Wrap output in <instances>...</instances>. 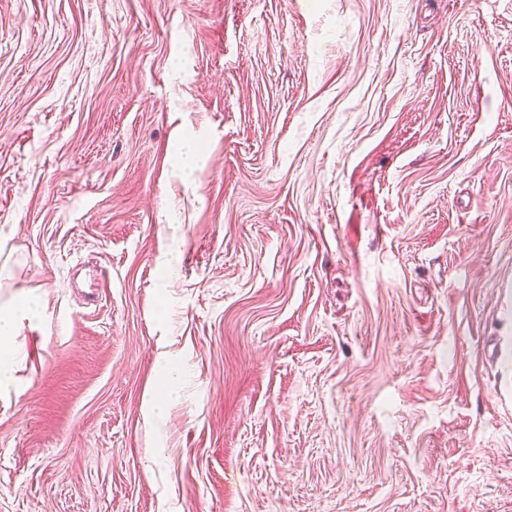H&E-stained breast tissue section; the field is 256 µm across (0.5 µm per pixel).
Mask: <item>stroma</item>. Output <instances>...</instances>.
<instances>
[{"mask_svg": "<svg viewBox=\"0 0 512 512\" xmlns=\"http://www.w3.org/2000/svg\"><path fill=\"white\" fill-rule=\"evenodd\" d=\"M23 298L0 512H512V0H0Z\"/></svg>", "mask_w": 512, "mask_h": 512, "instance_id": "35a3bbf8", "label": "stroma"}]
</instances>
